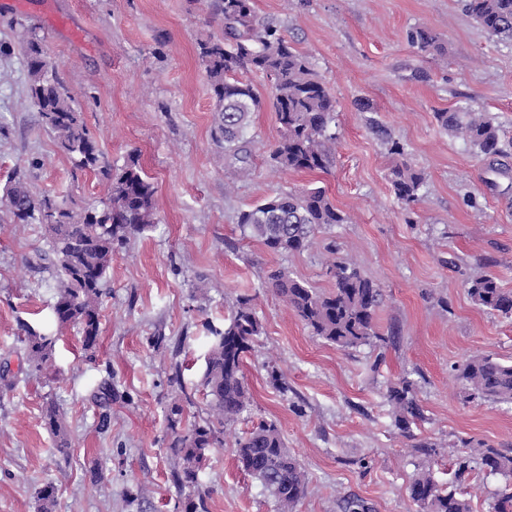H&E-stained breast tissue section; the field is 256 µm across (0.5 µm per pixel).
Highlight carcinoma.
<instances>
[{
    "instance_id": "cac0c4a2",
    "label": "carcinoma",
    "mask_w": 512,
    "mask_h": 512,
    "mask_svg": "<svg viewBox=\"0 0 512 512\" xmlns=\"http://www.w3.org/2000/svg\"><path fill=\"white\" fill-rule=\"evenodd\" d=\"M210 17L222 25V33H208L198 41L203 67L216 108L213 137L224 145V157L245 164L250 157L244 139L250 115L258 111L260 97L253 86L234 78L240 68H252L268 79L273 97L279 139L268 154L270 165L281 171H320L332 159L328 143L336 112V99L318 78L307 56L294 49L274 24L260 16L254 0H204ZM468 12L486 32L512 41V0H466ZM418 49L445 52L439 38L426 29L410 33ZM27 98L38 113L41 126L76 167L100 172L109 184L106 199L80 207L57 196L37 195L25 177L10 180L0 196V228L10 224H42L47 232L57 299L44 332L21 325L28 379L48 377L58 340L54 330L72 327L81 336L82 349L95 348L100 333V304L107 273L118 252L129 241L158 223L154 206L155 187L129 155L120 167L101 165V152L90 134L81 108L69 87L58 77L57 65L37 39L26 41ZM436 121L445 130L462 137L478 155L501 153L499 129L479 112L456 109L437 112ZM389 181L398 200L407 204L420 199L425 177L406 162L390 169ZM347 223L327 191L312 188L302 194L279 192L263 203L243 211L239 226L270 251L279 254L308 249L321 230ZM327 273L334 288L318 292L294 279L284 269L265 275V284L279 294L312 335L341 348H353L381 339L374 317L382 302L381 289L364 277L349 259L336 257L327 248ZM468 292L482 307L512 315V291L502 288L496 277L482 275L468 281ZM210 334L204 357L201 385L209 397L207 417L190 421L184 394L168 407V450L174 485L193 487L183 512H209V491L201 487L199 473L208 453L224 446V427L233 424L250 405V393L242 366L262 324L252 298L240 296L231 315L219 328L203 323ZM456 377L471 399L512 403V363L491 355L466 359L456 368ZM116 396L112 378L101 380L90 394L98 410L97 428L107 432L112 424V401ZM388 401L395 424L405 430L423 418L413 383L405 378L390 386ZM46 429L56 438L57 451L66 455L71 443L63 426V413L51 403L43 413ZM234 452L242 469L274 498L278 512H292L304 497L306 474L287 449L273 422L262 421L235 442ZM481 465L491 474L512 478V452L480 442L473 453L456 460L460 478ZM411 499L419 512H472L470 501L453 488L439 486L430 473L416 475L410 485ZM38 512H54L56 487L47 482L37 491Z\"/></svg>"
}]
</instances>
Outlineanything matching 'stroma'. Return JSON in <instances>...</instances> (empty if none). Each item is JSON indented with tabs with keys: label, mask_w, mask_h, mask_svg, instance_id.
I'll return each mask as SVG.
<instances>
[{
	"label": "stroma",
	"mask_w": 512,
	"mask_h": 512,
	"mask_svg": "<svg viewBox=\"0 0 512 512\" xmlns=\"http://www.w3.org/2000/svg\"><path fill=\"white\" fill-rule=\"evenodd\" d=\"M307 55L336 99L334 163L325 172H280L266 157L278 137L269 82L237 71L263 105L253 113L246 170L225 161L212 136L214 100L197 39L218 31L195 0H0V188L24 175L33 192L77 203L105 197L98 174L61 153L25 101L18 52L35 32L73 91L106 163L136 155L155 186L159 218L112 262L100 335L85 355L75 328L55 346L53 380H25L21 323L39 326L55 301L48 273L30 260L48 249L45 230L26 224L0 232V371L15 388L0 396V512H37L36 490L57 488L55 512H136L127 493L150 491L148 512H182L191 488L177 489L165 444L167 381L181 362L204 414L200 385L207 350L203 320L222 323L238 296L252 297L263 326L243 362L248 412L224 430L200 473L210 512H275L273 498L240 467L238 437L275 423L308 478L295 512H343L344 499L369 512H419L409 494L417 473L456 484L472 512H490L502 476H454L465 442L512 451V404L467 399L455 366L491 355L512 362V317L478 307L468 278L489 274L512 290V44L491 37L463 0H254ZM426 28L446 52L425 53L407 34ZM467 107L499 128L502 155H476L436 122ZM399 142L425 176L408 206L388 181ZM325 188L348 221L317 235L305 251L274 254L244 235L242 211L278 191ZM356 262L378 284L377 330L387 343L343 349L312 336L286 303L263 287V271L283 268L327 292L326 248ZM205 296H196V289ZM163 331L166 345L149 342ZM111 377L123 400L108 432L97 428L92 388ZM414 382L424 418L399 429L387 390ZM56 403L71 440L68 455L42 422ZM434 445L432 455L415 444ZM102 474L92 481L91 469Z\"/></svg>",
	"instance_id": "obj_1"
}]
</instances>
